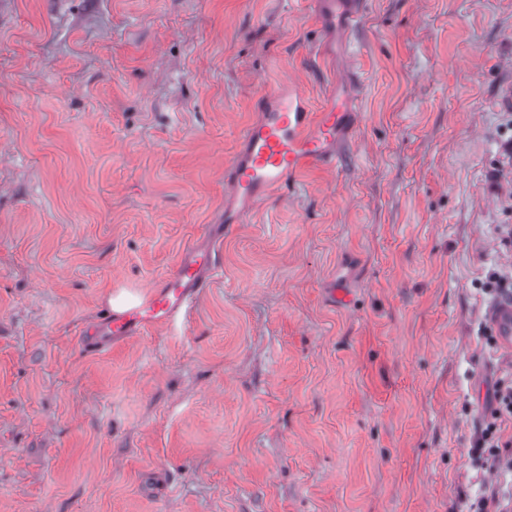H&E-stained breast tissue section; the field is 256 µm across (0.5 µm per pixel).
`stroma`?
<instances>
[{"mask_svg": "<svg viewBox=\"0 0 512 512\" xmlns=\"http://www.w3.org/2000/svg\"><path fill=\"white\" fill-rule=\"evenodd\" d=\"M351 73L336 170L219 234L258 96ZM509 86L512 0H0V512H466L512 378ZM209 245L186 320L91 343ZM488 321L494 329L496 336H500V340L510 346L512 338V300H498L487 313ZM493 409L491 419L475 434L472 448L469 449L470 457L475 466L501 469L505 487L512 484V439L503 441L497 420L504 415L512 416V384L499 382L492 396ZM510 452V453H509ZM508 477L509 480H508Z\"/></svg>", "mask_w": 512, "mask_h": 512, "instance_id": "stroma-1", "label": "stroma"}]
</instances>
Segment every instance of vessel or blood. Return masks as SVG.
Returning <instances> with one entry per match:
<instances>
[{
    "instance_id": "obj_1",
    "label": "vessel or blood",
    "mask_w": 512,
    "mask_h": 512,
    "mask_svg": "<svg viewBox=\"0 0 512 512\" xmlns=\"http://www.w3.org/2000/svg\"><path fill=\"white\" fill-rule=\"evenodd\" d=\"M359 84L346 82L341 97L319 113L307 108L301 92L276 89L264 93L257 117L247 125L240 147L224 169L228 206L226 224L249 223L258 200L269 195L301 166L317 163L335 169L339 138ZM212 248H188L171 276L139 301L117 304L97 318L90 333L108 339L137 334L148 325L176 322L221 273ZM487 318L503 343L512 342V300L496 302Z\"/></svg>"
}]
</instances>
